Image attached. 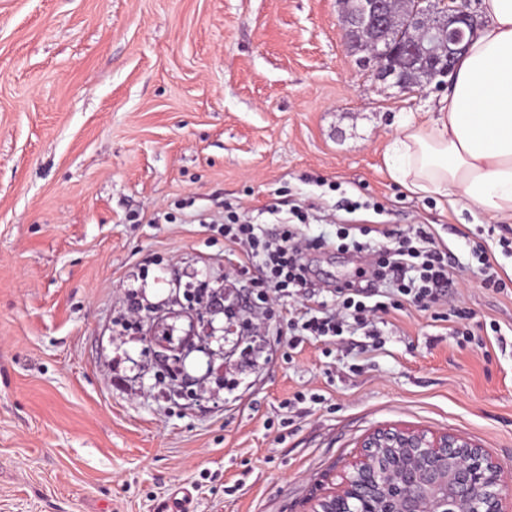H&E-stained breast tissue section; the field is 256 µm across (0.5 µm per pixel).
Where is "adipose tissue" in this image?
<instances>
[{"label": "adipose tissue", "instance_id": "1", "mask_svg": "<svg viewBox=\"0 0 512 512\" xmlns=\"http://www.w3.org/2000/svg\"><path fill=\"white\" fill-rule=\"evenodd\" d=\"M481 12L486 22L458 58L436 117L402 119L384 159L411 194L512 221V0H482Z\"/></svg>", "mask_w": 512, "mask_h": 512}]
</instances>
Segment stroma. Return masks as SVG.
<instances>
[{"label":"stroma","instance_id":"stroma-1","mask_svg":"<svg viewBox=\"0 0 512 512\" xmlns=\"http://www.w3.org/2000/svg\"><path fill=\"white\" fill-rule=\"evenodd\" d=\"M340 0H0V512H309L379 427L448 432L512 465V297L481 288L469 244L512 277V223L455 216L383 164L442 89L376 80L344 44ZM300 206L326 220L429 224L457 256L454 305L494 320L484 347L430 313L289 356L244 290L192 354L186 396L125 295L160 302L227 271L214 227ZM367 259L314 254L320 281ZM237 379L232 392L222 383ZM303 403L288 407L295 394Z\"/></svg>","mask_w":512,"mask_h":512}]
</instances>
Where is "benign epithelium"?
<instances>
[{
  "label": "benign epithelium",
  "instance_id": "1",
  "mask_svg": "<svg viewBox=\"0 0 512 512\" xmlns=\"http://www.w3.org/2000/svg\"><path fill=\"white\" fill-rule=\"evenodd\" d=\"M420 26L415 42L393 45L384 31L400 13L401 0H345V44L366 37L364 50L385 81L396 75L398 56H416L425 38L440 42L425 56L430 80L452 73L466 36L480 26L468 0H409ZM312 512H512L504 466L482 448L448 432L381 427L361 442L338 486L324 491Z\"/></svg>",
  "mask_w": 512,
  "mask_h": 512
}]
</instances>
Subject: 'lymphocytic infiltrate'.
<instances>
[{
    "instance_id": "1",
    "label": "lymphocytic infiltrate",
    "mask_w": 512,
    "mask_h": 512,
    "mask_svg": "<svg viewBox=\"0 0 512 512\" xmlns=\"http://www.w3.org/2000/svg\"><path fill=\"white\" fill-rule=\"evenodd\" d=\"M218 231L226 246L240 250L241 258L225 274L224 284L231 287L248 280L252 301L247 328L256 331L281 318L293 350L311 340L328 346L359 331L371 338L372 350H380L378 325L383 315L447 304L459 265L425 224L400 234L375 224H340L330 238L308 235L297 224L279 225L271 233L235 214ZM328 248L372 258L364 282L334 287L330 302L321 300L323 286L311 278L305 261L312 252ZM288 297L296 300V307L278 315L280 303Z\"/></svg>"
}]
</instances>
